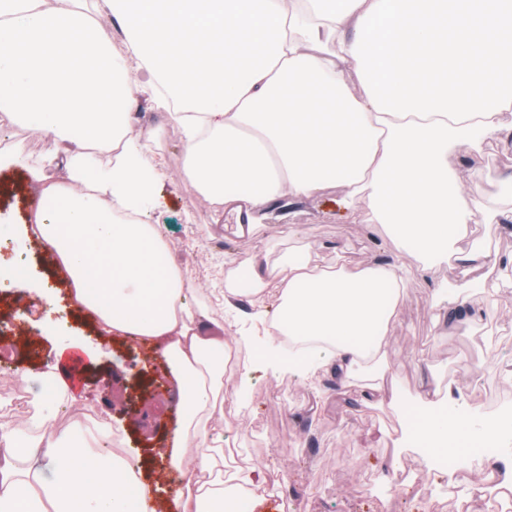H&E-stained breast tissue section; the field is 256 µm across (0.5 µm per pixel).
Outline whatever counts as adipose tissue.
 <instances>
[{"instance_id":"obj_1","label":"adipose tissue","mask_w":512,"mask_h":512,"mask_svg":"<svg viewBox=\"0 0 512 512\" xmlns=\"http://www.w3.org/2000/svg\"><path fill=\"white\" fill-rule=\"evenodd\" d=\"M125 31L117 53L94 35L100 5ZM512 0H0V123L54 134L66 177L37 167L30 215L73 286L72 298L103 331L142 342L164 359L179 395L165 449L179 483L156 498L141 459L100 436L90 450L55 417L64 389L26 429L0 426V512H260L267 476L255 466L223 476V409L229 337L190 306L167 244L149 221L157 201L153 136L125 137L134 95L168 112L186 134V175L246 224L278 199L339 189L346 212L390 225L398 249L426 265L490 266L483 299L437 289L459 325L489 314L488 296L512 288V254L471 238L479 203L459 189L448 153L488 140L512 143ZM353 66L357 82L346 77ZM107 152L97 161L95 151ZM245 187L234 195V187ZM248 279L255 293L279 281L269 343L316 337L310 363L347 383L369 373L368 403L385 401L386 331L404 296L399 263L323 271L291 255L265 272L224 257V300ZM419 444L435 456L493 437L500 416L479 406L448 413L446 393L426 387Z\"/></svg>"}]
</instances>
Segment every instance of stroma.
Returning a JSON list of instances; mask_svg holds the SVG:
<instances>
[{
  "label": "stroma",
  "mask_w": 512,
  "mask_h": 512,
  "mask_svg": "<svg viewBox=\"0 0 512 512\" xmlns=\"http://www.w3.org/2000/svg\"><path fill=\"white\" fill-rule=\"evenodd\" d=\"M155 133L159 147L153 158L159 198L150 216L176 257L184 278L196 293L194 309L209 320L234 323L238 334L263 336L258 310L273 311L277 295L243 294L228 308L218 298L224 285V257L233 254L273 265L299 251L312 265L326 270L391 262L396 250L385 225L366 211L342 215L336 206L338 190L300 201L280 202L265 222L244 235L228 236L224 226L234 213L214 205L187 178L186 137L144 96H136L125 136L138 139ZM5 155H18L27 165L42 167L50 178H64L50 166L57 151L53 134L34 133L22 124L7 128ZM448 165L464 193L476 194L481 206L469 232L491 252L512 253V223L493 217L496 178L512 176V149L493 141L474 151L450 152ZM487 181L477 182L478 173ZM35 193L25 167L0 170V262L25 258V277L39 281L38 293L14 290L12 279L0 280V323L18 333L9 357L26 372L25 400H17L14 382L0 376V425L24 426L49 393L45 373L60 349L81 358L80 384L72 400L63 403V426L83 436L111 429L116 453L142 455L143 477L154 482L157 471L168 473L158 490L167 496L178 481L169 461L159 456L176 420L177 390L172 376L150 357L145 345L102 331L98 321L70 298V285L59 270L56 255L36 235L20 232L27 223ZM296 227L289 237L288 227ZM406 297L398 321L389 333L384 360L395 380L394 405L367 404L359 388L337 387L335 379L299 380L281 371L254 367L255 351L240 345L238 367L229 389L239 415L225 427L229 447L237 452L238 470L259 465L267 475L287 472L286 483L273 481L270 499L278 512H428L429 500L444 502V512H487L454 496L447 482H436L405 429L404 404L432 383L451 388L454 397L476 404L487 413L512 407V290L492 297V316L470 328L449 329L431 295L433 282L473 291L483 271L465 273L451 264L423 272L415 259L404 262ZM477 363L486 365L482 378L469 374ZM423 484V494L397 487L396 474Z\"/></svg>",
  "instance_id": "1"
}]
</instances>
